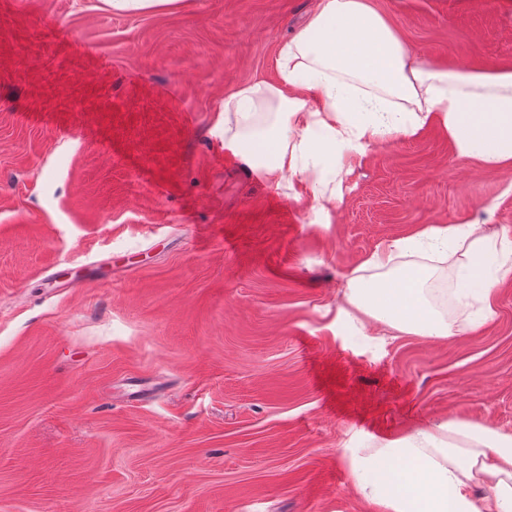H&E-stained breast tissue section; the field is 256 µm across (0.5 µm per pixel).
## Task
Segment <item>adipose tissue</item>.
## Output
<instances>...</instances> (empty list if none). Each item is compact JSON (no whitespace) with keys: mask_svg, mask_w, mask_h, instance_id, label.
Instances as JSON below:
<instances>
[{"mask_svg":"<svg viewBox=\"0 0 512 512\" xmlns=\"http://www.w3.org/2000/svg\"><path fill=\"white\" fill-rule=\"evenodd\" d=\"M278 85L244 84L224 104V149L274 178L307 180L313 200L333 204L314 171L345 169L373 145L408 139L430 124L447 131L461 158L512 167V70L453 72L412 64L409 52L369 0H320L306 26L284 43ZM278 122L259 128L262 104ZM468 245L463 297L494 311L491 282L512 275V241H492L478 224L432 227L415 241L375 251L369 267L385 276L350 283V304L402 333L448 337L454 326L426 287L431 268H392L393 254ZM357 492L378 512H512V434L466 422L413 427L378 448L352 453Z\"/></svg>","mask_w":512,"mask_h":512,"instance_id":"1","label":"adipose tissue"}]
</instances>
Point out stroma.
I'll list each match as a JSON object with an SVG mask.
<instances>
[{
  "instance_id": "35a3bbf8",
  "label": "stroma",
  "mask_w": 512,
  "mask_h": 512,
  "mask_svg": "<svg viewBox=\"0 0 512 512\" xmlns=\"http://www.w3.org/2000/svg\"><path fill=\"white\" fill-rule=\"evenodd\" d=\"M318 0H0V512H377L358 448L512 433V278L446 338L344 316L377 249L512 238V168L443 129L372 147L324 211L224 151ZM411 56L512 69V0H371Z\"/></svg>"
}]
</instances>
